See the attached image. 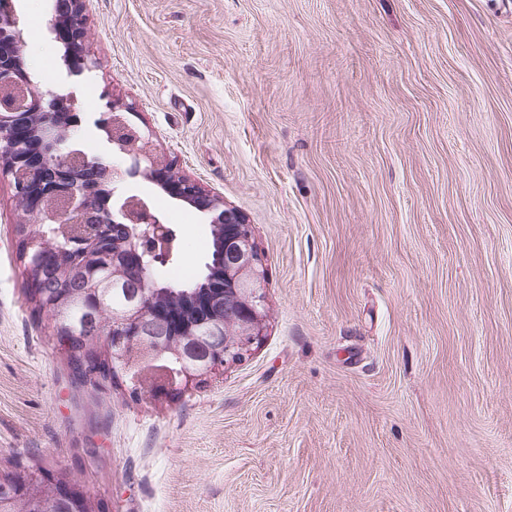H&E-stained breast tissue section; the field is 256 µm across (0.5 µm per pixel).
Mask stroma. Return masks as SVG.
I'll list each match as a JSON object with an SVG mask.
<instances>
[{
  "label": "stroma",
  "instance_id": "1",
  "mask_svg": "<svg viewBox=\"0 0 512 512\" xmlns=\"http://www.w3.org/2000/svg\"><path fill=\"white\" fill-rule=\"evenodd\" d=\"M55 0H15L40 93ZM110 92L251 224L258 348L178 400L72 384L0 176V465L109 512H512V0H86ZM195 275L208 220L137 178Z\"/></svg>",
  "mask_w": 512,
  "mask_h": 512
}]
</instances>
